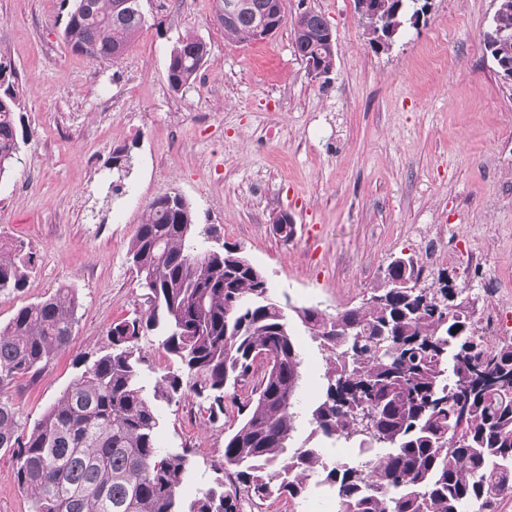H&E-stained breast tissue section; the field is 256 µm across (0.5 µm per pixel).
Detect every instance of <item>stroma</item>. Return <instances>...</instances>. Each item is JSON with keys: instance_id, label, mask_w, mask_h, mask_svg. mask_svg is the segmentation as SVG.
Masks as SVG:
<instances>
[{"instance_id": "stroma-1", "label": "stroma", "mask_w": 512, "mask_h": 512, "mask_svg": "<svg viewBox=\"0 0 512 512\" xmlns=\"http://www.w3.org/2000/svg\"><path fill=\"white\" fill-rule=\"evenodd\" d=\"M141 6L147 23L125 55L93 61L62 39L63 0H0V54L26 98V142L0 178V237L39 257L21 291L0 293V325L59 288L80 301L67 348L0 390L20 429L109 349L113 323L145 310L127 249L165 193L241 246L273 297L294 306H359L404 254L471 283L480 317L512 304V82L483 51L493 0H433L387 51L371 45L353 0H283L286 18L308 6L333 30L335 65L316 80L289 27L241 44L218 0ZM188 34L211 54L175 92L169 52ZM121 146L134 161L124 178L112 167ZM284 214L287 241L275 230ZM431 241L440 250L430 259ZM249 393L225 397L216 420L192 396L159 403L161 447L193 452L186 499L211 483ZM16 469L0 448V512H30Z\"/></svg>"}]
</instances>
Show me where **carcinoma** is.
I'll return each mask as SVG.
<instances>
[{"mask_svg":"<svg viewBox=\"0 0 512 512\" xmlns=\"http://www.w3.org/2000/svg\"><path fill=\"white\" fill-rule=\"evenodd\" d=\"M71 4L63 38L92 60H118L146 24L132 2ZM256 13L239 12L224 31L255 41ZM483 40L498 72L512 71V0H498ZM294 51L327 71L334 64L327 20L318 12L291 21ZM198 36L172 47L168 86L180 91L208 61ZM17 71L0 54V177L20 151L18 122L25 110ZM212 226L195 223L191 204L166 193L147 207L128 250L148 308L113 324L111 346L86 366L28 431L14 405L0 396V448H11L17 480L32 512H241L243 498H297L310 473L339 500L340 512H493L512 497V335L494 340L467 320L470 289L446 286L448 273L425 275L409 255L390 269L400 281H429L427 291L380 285L362 305L334 316L295 307L303 328L325 352L322 394L309 414L312 433L384 454L356 465L318 459L295 448V402L304 359L288 306L275 300L261 270L240 261ZM36 255L0 239V291H20ZM79 299L72 288L17 310L0 327V388L36 370L70 343ZM356 324L344 335L335 324ZM162 336L183 375L161 376L152 394L142 385L145 356L138 341ZM257 376L245 415L224 440V462L212 485L189 506L179 490L193 472L188 448L157 445L156 403L192 394L224 413V392ZM372 411L371 421L361 417Z\"/></svg>","mask_w":512,"mask_h":512,"instance_id":"1","label":"carcinoma"}]
</instances>
